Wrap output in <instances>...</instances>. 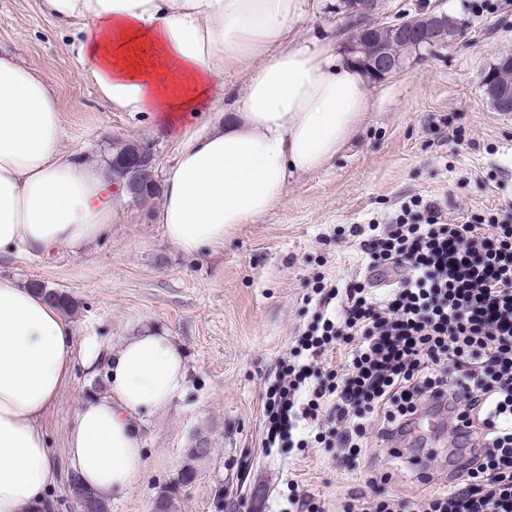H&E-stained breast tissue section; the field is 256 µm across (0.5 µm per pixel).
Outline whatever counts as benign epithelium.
I'll return each mask as SVG.
<instances>
[{
    "mask_svg": "<svg viewBox=\"0 0 512 512\" xmlns=\"http://www.w3.org/2000/svg\"><path fill=\"white\" fill-rule=\"evenodd\" d=\"M387 0H342L338 14L341 15V28L346 32L344 55L351 58L361 47L356 39L360 27L372 25L373 30L386 31L391 40L373 39L372 51L367 57L357 58L365 67L368 78L381 79L400 70L401 50L405 47L433 49L442 46L445 37L442 31H448V38L457 39L458 30L455 20L444 11L427 10L425 12L389 13L384 11ZM486 91L490 95L494 110L502 115L512 113V86L491 84L489 78Z\"/></svg>",
    "mask_w": 512,
    "mask_h": 512,
    "instance_id": "1",
    "label": "benign epithelium"
}]
</instances>
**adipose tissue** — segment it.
Masks as SVG:
<instances>
[{"label":"adipose tissue","instance_id":"adipose-tissue-1","mask_svg":"<svg viewBox=\"0 0 512 512\" xmlns=\"http://www.w3.org/2000/svg\"><path fill=\"white\" fill-rule=\"evenodd\" d=\"M75 27L71 51L119 112H190L153 214L188 254L222 247L235 225L281 202L289 175L332 159L367 109L364 71L333 48L291 45L299 0H40ZM258 61L239 112L214 124L225 72ZM61 107L44 77L0 52V255L80 248L112 226L111 180L61 144ZM106 365L104 394L81 401L67 466L107 499L144 466L137 424L177 396L182 348L154 329L104 351L40 291L0 277V512H49L61 473L43 419L75 365Z\"/></svg>","mask_w":512,"mask_h":512}]
</instances>
